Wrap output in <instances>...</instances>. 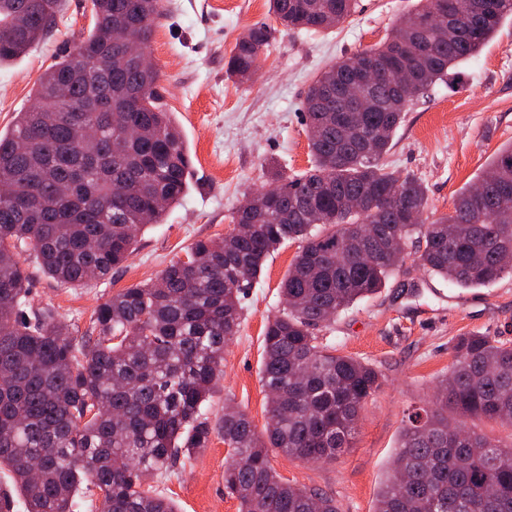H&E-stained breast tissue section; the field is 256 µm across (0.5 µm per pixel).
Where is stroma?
Wrapping results in <instances>:
<instances>
[{
    "label": "stroma",
    "mask_w": 512,
    "mask_h": 512,
    "mask_svg": "<svg viewBox=\"0 0 512 512\" xmlns=\"http://www.w3.org/2000/svg\"><path fill=\"white\" fill-rule=\"evenodd\" d=\"M417 0H358L353 16L334 29L307 33L280 27L269 0H165L150 55L161 72L163 103L181 126L193 162V187L161 223L138 237L129 262L111 277L62 286L33 275L31 295L85 334L94 309L125 288L154 280L169 261L200 239H220L245 196L268 187L274 173L310 168L305 92L340 59L383 41ZM92 0H63L47 35L22 57L0 66V131L30 104L39 77L73 51L92 23ZM274 34L250 80L228 77L224 62L250 27ZM512 142V18L480 53L458 68L455 84L436 83L416 99L387 157L392 169L418 178L434 216L450 213L502 144ZM298 250L280 247L266 260L242 301V323L224 352V377L207 405L218 420L225 403L243 408L264 430L266 396L260 382L263 332L283 308L280 284ZM479 332L512 340V278L462 289L407 263L375 296L358 301L316 336L338 353L379 374L381 387L361 410L350 445L335 460L313 463L271 451V464L290 483L332 497L338 512H375L379 491L407 414L423 406L453 362L457 336ZM227 448L213 434L191 467L160 483L176 512H239L224 492Z\"/></svg>",
    "instance_id": "obj_1"
}]
</instances>
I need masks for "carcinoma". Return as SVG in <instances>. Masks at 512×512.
<instances>
[{"instance_id": "cac0c4a2", "label": "carcinoma", "mask_w": 512, "mask_h": 512, "mask_svg": "<svg viewBox=\"0 0 512 512\" xmlns=\"http://www.w3.org/2000/svg\"><path fill=\"white\" fill-rule=\"evenodd\" d=\"M75 52L40 77L34 106L0 133V470L25 512H176L158 483L208 447L202 407L239 332L240 296L286 242L298 252L280 289L282 312L264 328L265 431L224 406V491L240 512H338L333 498L290 484L270 461L329 462L349 445L360 409L380 388L371 366L322 344L314 330L370 297L406 260L460 288L512 277V143L453 202L423 220L426 188L386 162L407 107L455 75L512 17V0H426L384 42L321 72L304 97L311 167L280 192L245 197L242 236L201 239L158 277L100 304L81 341L47 308L30 305L27 256L60 285L104 279L190 190L191 158L152 64L128 57L115 34L142 44L164 0H92ZM61 0H0V66L52 27ZM357 0H270L281 24L332 29ZM271 38L249 28L224 63L249 78ZM383 65L362 111L343 88L362 56ZM356 197L360 208L348 200ZM414 253L408 252L409 246ZM448 377L408 417L375 512H512V442L448 421V414L512 428V342L457 337Z\"/></svg>"}]
</instances>
